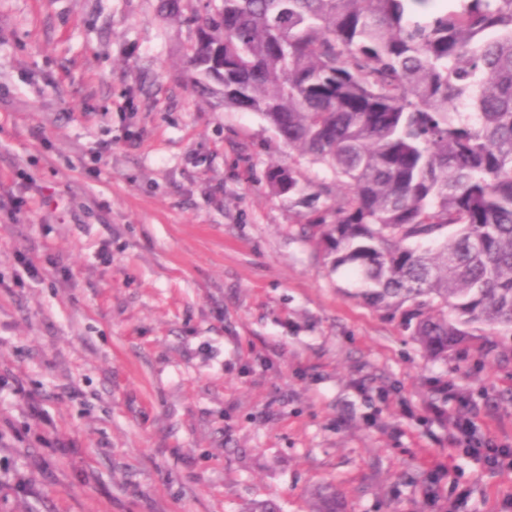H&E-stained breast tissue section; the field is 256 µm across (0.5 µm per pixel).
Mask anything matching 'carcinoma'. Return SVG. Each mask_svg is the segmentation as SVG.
<instances>
[{"instance_id":"1","label":"carcinoma","mask_w":512,"mask_h":512,"mask_svg":"<svg viewBox=\"0 0 512 512\" xmlns=\"http://www.w3.org/2000/svg\"><path fill=\"white\" fill-rule=\"evenodd\" d=\"M205 94L324 166L302 233L434 359L512 329V0H212ZM268 187L309 196L292 167ZM311 512H343L333 487Z\"/></svg>"}]
</instances>
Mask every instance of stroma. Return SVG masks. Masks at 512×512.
<instances>
[{
    "instance_id": "35a3bbf8",
    "label": "stroma",
    "mask_w": 512,
    "mask_h": 512,
    "mask_svg": "<svg viewBox=\"0 0 512 512\" xmlns=\"http://www.w3.org/2000/svg\"><path fill=\"white\" fill-rule=\"evenodd\" d=\"M203 3L0 0V512H512V330L433 360L352 297L266 184L322 168L196 94ZM501 446L497 445L492 439L483 442H476L471 447V454L478 461L483 462L491 468H512V452L509 450L504 453ZM311 512H343L333 487H324L313 494Z\"/></svg>"
}]
</instances>
